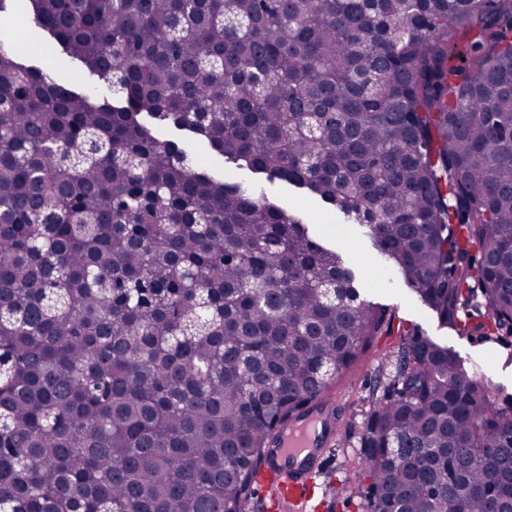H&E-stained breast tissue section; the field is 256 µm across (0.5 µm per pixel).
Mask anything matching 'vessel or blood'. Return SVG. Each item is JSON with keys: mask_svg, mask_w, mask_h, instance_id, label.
Listing matches in <instances>:
<instances>
[{"mask_svg": "<svg viewBox=\"0 0 512 512\" xmlns=\"http://www.w3.org/2000/svg\"><path fill=\"white\" fill-rule=\"evenodd\" d=\"M342 417L341 406L318 400L284 423L270 440L258 478L270 512H305L319 487L325 449Z\"/></svg>", "mask_w": 512, "mask_h": 512, "instance_id": "vessel-or-blood-1", "label": "vessel or blood"}]
</instances>
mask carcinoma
Segmentation results:
<instances>
[{"instance_id":"1","label":"carcinoma","mask_w":512,"mask_h":512,"mask_svg":"<svg viewBox=\"0 0 512 512\" xmlns=\"http://www.w3.org/2000/svg\"><path fill=\"white\" fill-rule=\"evenodd\" d=\"M17 10L112 98L0 50V512H245L268 441L384 321L298 210L162 128L367 227L442 324L512 335V0ZM395 370L370 512H512L488 494L512 408L424 336ZM161 136L165 139L175 140L184 145L188 150L201 155L205 161L215 169H223L227 171L232 168L231 164L223 163V158L211 151L205 144L196 141L191 136L177 131L175 129H166L162 131Z\"/></svg>"}]
</instances>
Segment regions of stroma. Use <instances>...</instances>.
Instances as JSON below:
<instances>
[{"label":"stroma","instance_id":"35a3bbf8","mask_svg":"<svg viewBox=\"0 0 512 512\" xmlns=\"http://www.w3.org/2000/svg\"><path fill=\"white\" fill-rule=\"evenodd\" d=\"M6 27L12 34L21 36L24 58L46 66L58 83L77 88L94 85V78L83 74L77 63L62 55L25 16L0 18V28ZM268 192L308 215L313 238L343 252L356 273L362 298L386 314L384 327L371 337L358 362L340 374L328 392L329 398L343 404L345 414L336 440L328 450L329 464L319 478L320 490L327 498L322 512H368L366 500L356 492L361 434L376 402L386 392L379 380L381 375L392 371L400 332L414 331L454 350L470 371L488 383L493 396L502 404L512 401V337L482 340L459 334L455 328L442 324L404 280L388 270L384 258L357 225L345 223L334 209L303 197L285 183L269 185Z\"/></svg>","mask_w":512,"mask_h":512}]
</instances>
